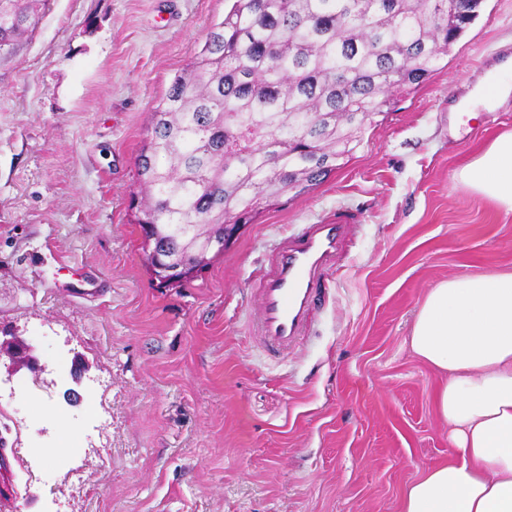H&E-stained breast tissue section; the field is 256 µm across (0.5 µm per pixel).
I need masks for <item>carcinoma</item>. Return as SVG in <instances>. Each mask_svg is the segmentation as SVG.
Instances as JSON below:
<instances>
[{
    "instance_id": "cac0c4a2",
    "label": "carcinoma",
    "mask_w": 512,
    "mask_h": 512,
    "mask_svg": "<svg viewBox=\"0 0 512 512\" xmlns=\"http://www.w3.org/2000/svg\"><path fill=\"white\" fill-rule=\"evenodd\" d=\"M199 55L152 113L138 159L143 249L189 270L261 205L336 170L365 122L438 70L470 21L447 0H228ZM27 0H0V53L29 31Z\"/></svg>"
}]
</instances>
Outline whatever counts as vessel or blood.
<instances>
[{"label":"vessel or blood","instance_id":"vessel-or-blood-1","mask_svg":"<svg viewBox=\"0 0 512 512\" xmlns=\"http://www.w3.org/2000/svg\"><path fill=\"white\" fill-rule=\"evenodd\" d=\"M357 222L356 212L337 211L301 225L272 251L256 288L255 332L268 352L286 357L301 346Z\"/></svg>","mask_w":512,"mask_h":512}]
</instances>
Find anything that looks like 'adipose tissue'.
<instances>
[{"label":"adipose tissue","instance_id":"obj_1","mask_svg":"<svg viewBox=\"0 0 512 512\" xmlns=\"http://www.w3.org/2000/svg\"><path fill=\"white\" fill-rule=\"evenodd\" d=\"M511 96L512 66H498L465 114ZM461 180L511 212L512 133L494 139ZM410 346L441 377L435 408L451 457L407 485L401 512H512V272L461 274L430 288Z\"/></svg>","mask_w":512,"mask_h":512}]
</instances>
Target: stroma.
<instances>
[{"instance_id":"35a3bbf8","label":"stroma","mask_w":512,"mask_h":512,"mask_svg":"<svg viewBox=\"0 0 512 512\" xmlns=\"http://www.w3.org/2000/svg\"><path fill=\"white\" fill-rule=\"evenodd\" d=\"M226 0H50L0 56V512H398L448 457L437 374L409 334L429 288L512 271V212L459 181L512 132V99L453 124L449 96L512 54V0H482L438 71L354 155L159 287L130 199L151 114ZM359 222L314 332L281 358L251 332L268 253ZM83 288V295L72 292Z\"/></svg>"}]
</instances>
